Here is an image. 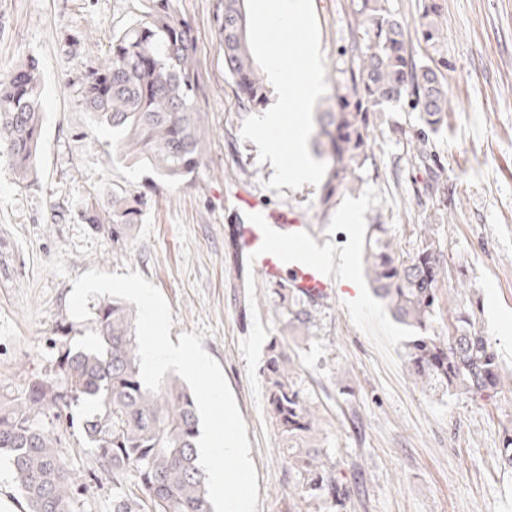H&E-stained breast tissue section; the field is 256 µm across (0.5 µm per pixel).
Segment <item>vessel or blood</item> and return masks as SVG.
Masks as SVG:
<instances>
[{"mask_svg":"<svg viewBox=\"0 0 512 512\" xmlns=\"http://www.w3.org/2000/svg\"><path fill=\"white\" fill-rule=\"evenodd\" d=\"M234 232L243 266L259 271L266 284L288 286L317 303L334 298L342 289L335 271L317 259L321 244L305 221L253 209Z\"/></svg>","mask_w":512,"mask_h":512,"instance_id":"vessel-or-blood-1","label":"vessel or blood"}]
</instances>
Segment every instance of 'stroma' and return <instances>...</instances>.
I'll list each match as a JSON object with an SVG mask.
<instances>
[{"label":"stroma","mask_w":512,"mask_h":512,"mask_svg":"<svg viewBox=\"0 0 512 512\" xmlns=\"http://www.w3.org/2000/svg\"><path fill=\"white\" fill-rule=\"evenodd\" d=\"M436 2L440 38L431 48L417 34L425 0H388L415 59L437 71L453 100L447 123L429 134L428 164L411 150L420 112L405 101L394 105L373 121L357 190L326 210L321 186L268 188L271 162H260L256 144L241 136L246 115L224 71L214 0H175L197 39L209 128L205 168L178 184L120 160L115 136L68 83L87 61L69 38L107 52L113 28L131 20L133 0H0V71L38 59L45 117L37 180L20 185L0 165V388L22 387L43 372L63 327H71L73 347L94 344L93 320L69 313L74 279L93 268L140 272L169 303L171 342L201 335L224 372L247 426L257 512H283L288 465L262 377L282 316L258 272L242 282L225 261L226 228L254 202L314 225L328 255L347 257L357 285L355 295L317 307L311 339L294 350L297 383L320 417L344 492L341 504L302 512H512V467L499 453L512 426V390L480 406L414 386L401 356L408 331L362 272L367 225H387L405 252L433 225L449 288L463 278L479 290L480 324L512 372V0ZM313 5L328 85L315 105L322 112L350 84L358 33L352 0ZM429 164L444 168L443 192L429 188ZM116 190L140 212L132 227L110 222ZM90 202L101 223L84 222ZM354 208L359 218L345 227ZM91 410L74 407L73 426L58 430L61 459L78 479L76 512H112V480L82 442L80 423Z\"/></svg>","instance_id":"stroma-1"}]
</instances>
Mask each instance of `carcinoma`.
Masks as SVG:
<instances>
[{
    "label": "carcinoma",
    "instance_id": "carcinoma-1",
    "mask_svg": "<svg viewBox=\"0 0 512 512\" xmlns=\"http://www.w3.org/2000/svg\"><path fill=\"white\" fill-rule=\"evenodd\" d=\"M135 17L112 31L105 57L89 56L74 81L87 110L119 136L120 157L149 164L160 176L181 180L205 165L209 136L203 78L196 64L193 27L175 0H139ZM438 7H426L420 23L427 46L439 38ZM360 34L351 86L333 108L320 113L314 146L329 162L322 203L353 192L368 160L370 115L407 97L433 130L451 111L448 90L437 72L414 60L404 23L387 0H358L353 9ZM212 25L224 51L240 108L249 112L267 98L264 74L251 52L245 0H214ZM42 78L37 59L27 57L0 72V162L21 183L37 175L43 123ZM139 211L112 194V223L136 224ZM365 276L392 317L413 335L403 342V361L414 385L461 392L474 401L491 399L512 383L489 338L478 327L480 307L454 308L451 336L434 323L448 264L433 225L413 253H400L383 224H373L363 250ZM273 302L283 320L280 338L268 347L263 367L267 410L288 463L293 496L300 504L336 501L341 481L328 449L318 438V416L297 385L288 341L311 337L315 304L281 286ZM137 310L117 300L97 307L98 346H68L35 376L9 394L0 392V456L11 464L27 512H75L76 478L59 453L54 428L79 403L94 413L82 423L83 441L101 472L112 477V512H212L206 475L199 464V416L193 393L176 376L159 391L144 386L135 334Z\"/></svg>",
    "mask_w": 512,
    "mask_h": 512
}]
</instances>
